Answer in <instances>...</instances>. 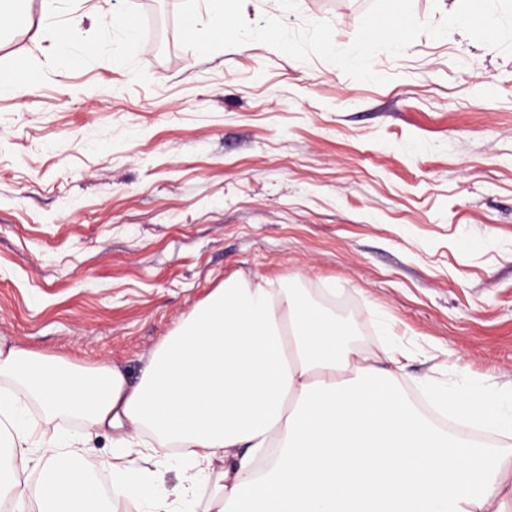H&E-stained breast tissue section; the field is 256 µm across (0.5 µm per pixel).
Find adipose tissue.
I'll return each instance as SVG.
<instances>
[{
	"mask_svg": "<svg viewBox=\"0 0 512 512\" xmlns=\"http://www.w3.org/2000/svg\"><path fill=\"white\" fill-rule=\"evenodd\" d=\"M350 328L300 289L229 278L150 352L138 379L0 344V496L15 512H512V458L443 431ZM432 403L512 440V387L432 385ZM83 422L88 435L64 426ZM111 429L95 458L90 435ZM186 460L190 501L129 460ZM37 480L21 482L26 471ZM110 487H102V476Z\"/></svg>",
	"mask_w": 512,
	"mask_h": 512,
	"instance_id": "1",
	"label": "adipose tissue"
}]
</instances>
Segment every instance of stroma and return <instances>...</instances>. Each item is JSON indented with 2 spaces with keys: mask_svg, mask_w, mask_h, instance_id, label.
<instances>
[{
  "mask_svg": "<svg viewBox=\"0 0 512 512\" xmlns=\"http://www.w3.org/2000/svg\"><path fill=\"white\" fill-rule=\"evenodd\" d=\"M178 3L57 18L97 42L150 16L133 76L0 30V72L48 57L29 93L0 83V342L135 378L225 279L264 277L359 346L402 347L410 397L511 384L512 56L422 35L375 57L377 85L260 42L198 56L179 42ZM370 3L261 0L248 21H327L343 49Z\"/></svg>",
  "mask_w": 512,
  "mask_h": 512,
  "instance_id": "1",
  "label": "stroma"
}]
</instances>
